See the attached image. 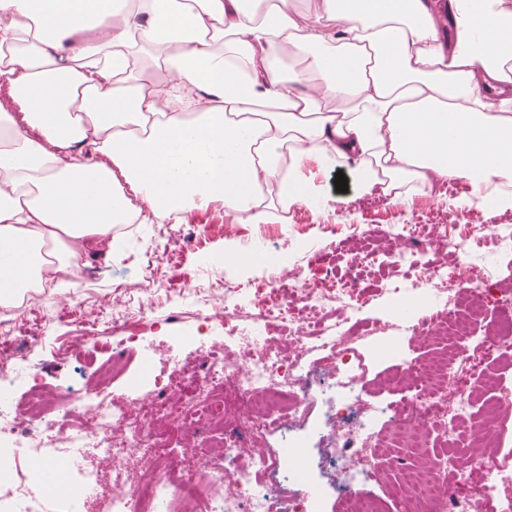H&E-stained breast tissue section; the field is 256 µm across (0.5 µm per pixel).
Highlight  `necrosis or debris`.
Listing matches in <instances>:
<instances>
[{
    "label": "necrosis or debris",
    "instance_id": "necrosis-or-debris-1",
    "mask_svg": "<svg viewBox=\"0 0 512 512\" xmlns=\"http://www.w3.org/2000/svg\"><path fill=\"white\" fill-rule=\"evenodd\" d=\"M396 216L394 224L367 225L366 236L383 239L385 249L353 253L351 265L362 270L382 259L398 266L418 245L448 252V262L420 266L411 289L395 284L388 288L404 309L411 294L433 290L442 308L419 320L402 318L399 329L423 340L447 337L448 352L418 366L407 365L395 378L402 397L380 408L366 400L363 380L350 371L351 338L370 295L348 281L323 285L301 267L275 265L267 278L252 284L248 326L238 325L227 303L201 315V323L223 327L224 339L209 351L207 371L193 395H186L181 383L158 378L153 396L137 398L129 412L113 411L103 395L104 382L124 372L116 362L96 368L94 383L83 390L47 392L36 383L27 404H15V384L29 375V352L45 336L39 324L43 299L33 293L20 313L1 310L0 414L12 411L10 433L18 444L0 442V473L8 476L0 482V512H86L84 490L99 487L107 476L113 488L108 512H320L317 500L283 496L292 476L289 459L307 455V444L296 433L315 399L311 381L316 377L326 381L334 401L326 421L335 436L330 458L342 512H379L354 490L355 483L374 474V414L389 417L391 443L406 448L429 430L451 439L470 435L504 445L512 433V417L496 413L484 423L474 422L472 382L483 376L489 361L512 359V289L501 290L493 300L497 324L475 335L482 316L477 301L489 275L483 268H465L468 242L449 233L452 216L435 209L423 215L400 210ZM158 284L153 274L138 288L70 305L59 317L77 328L78 344L93 342L99 326L106 324L112 328L113 348L133 354L141 344L139 333L129 328L130 312L146 309L145 301L133 293ZM274 325L286 329L288 352L266 340ZM315 337L322 338L325 354L318 365L309 366L307 343ZM17 338L24 339L25 349L14 347ZM228 392L239 400L230 415L224 408ZM196 400L200 414L224 429L221 460L182 476L177 460L164 449L163 436L174 429H193L189 408ZM271 430L291 433L287 457L258 447V440ZM86 448L94 449L97 465L78 463ZM135 448L143 451L140 481L129 476ZM499 467L496 454L463 457L458 449H447L426 467L419 512H486L496 498L493 475Z\"/></svg>",
    "mask_w": 512,
    "mask_h": 512
}]
</instances>
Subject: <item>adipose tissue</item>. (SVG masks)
Returning <instances> with one entry per match:
<instances>
[{"label": "adipose tissue", "mask_w": 512, "mask_h": 512, "mask_svg": "<svg viewBox=\"0 0 512 512\" xmlns=\"http://www.w3.org/2000/svg\"><path fill=\"white\" fill-rule=\"evenodd\" d=\"M450 5L445 42L430 0H321L313 20L290 0H0V306L46 261L111 257L135 198L161 219L219 202L257 224L269 188L326 210L306 158L396 198L511 183L512 0Z\"/></svg>", "instance_id": "adipose-tissue-1"}]
</instances>
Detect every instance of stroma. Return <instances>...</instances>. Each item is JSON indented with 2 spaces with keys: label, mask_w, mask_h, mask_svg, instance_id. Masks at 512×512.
I'll return each mask as SVG.
<instances>
[{
  "label": "stroma",
  "mask_w": 512,
  "mask_h": 512,
  "mask_svg": "<svg viewBox=\"0 0 512 512\" xmlns=\"http://www.w3.org/2000/svg\"><path fill=\"white\" fill-rule=\"evenodd\" d=\"M302 170L330 199L336 215L333 223L300 225L272 219L260 231L253 225L243 224L228 232L223 225L209 223L205 211L192 210L184 214L181 237H173L166 224L140 223L120 235L109 260H89L94 278L70 291L71 297L78 301L89 302L112 293L114 288L138 284L148 274L151 260L163 256L168 259L161 268L163 286L151 289L144 296L152 318L161 323L160 328L149 335L158 354L151 358L127 357V378L112 381L105 390L114 411L127 409L133 383L161 373L183 380L186 388H194L206 367L205 350L220 336L216 329L198 331V313L206 310L211 289L218 287L223 288L229 300L249 307L251 293L247 286L264 277L265 268L260 259L264 253L280 255L289 264L303 266L310 277L319 281L351 277L358 289H381V296L373 299L362 314L364 324L389 325L397 320L395 303L383 292L385 285L394 280V271L378 266L356 274L349 266L351 250L365 243L362 236L365 224L387 223L389 212L364 211L362 201L366 192L353 163L337 168L324 167L311 160L304 163ZM340 172L348 180V190L344 193L337 192L334 184ZM444 205L447 210L472 215L471 224L457 225L454 235L468 234L475 223L492 226L501 234L512 232V208L501 204L496 197L477 200L463 188L447 197ZM466 262L494 271V278L486 284L488 290L512 283V255H501L488 245L473 242L469 245ZM56 310L54 298H47L45 346L31 355L30 363L45 387L76 386L82 382L84 362L99 364L111 359L112 331L100 327L99 346L89 345L62 356V349L76 329L57 320ZM441 350V344L434 341L402 337L389 330L374 336H357V371L366 383L371 403L380 406L399 400L400 393L391 384L392 376L405 362H423ZM325 409V402L320 399L307 413L306 426L318 428L321 436L314 439L306 465L309 476L317 482L321 512H341L325 465L324 449L331 444L330 430L323 422ZM410 460L407 449L386 445L375 460L374 481L360 486L359 495L386 503L389 488L402 483V469Z\"/></svg>",
  "instance_id": "obj_1"
}]
</instances>
